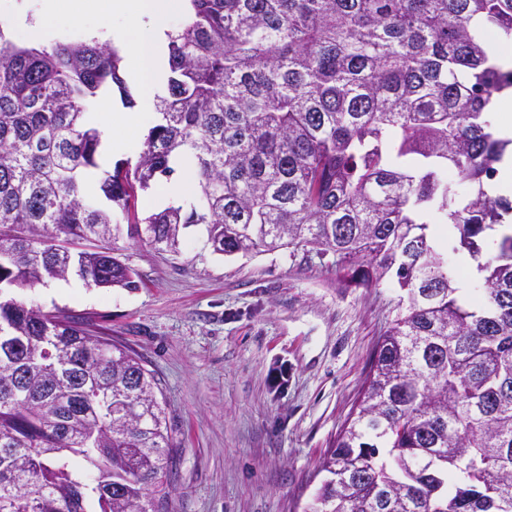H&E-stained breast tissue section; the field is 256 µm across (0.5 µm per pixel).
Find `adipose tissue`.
<instances>
[{
    "mask_svg": "<svg viewBox=\"0 0 512 512\" xmlns=\"http://www.w3.org/2000/svg\"><path fill=\"white\" fill-rule=\"evenodd\" d=\"M114 41L123 45L132 60L129 71L134 81L140 109H148L162 81L167 64V38L162 26L147 30L113 32Z\"/></svg>",
    "mask_w": 512,
    "mask_h": 512,
    "instance_id": "ef3b65f1",
    "label": "adipose tissue"
}]
</instances>
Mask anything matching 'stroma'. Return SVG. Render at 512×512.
<instances>
[{"label":"stroma","instance_id":"stroma-1","mask_svg":"<svg viewBox=\"0 0 512 512\" xmlns=\"http://www.w3.org/2000/svg\"><path fill=\"white\" fill-rule=\"evenodd\" d=\"M0 14L19 45L129 24L104 0L76 11L12 0ZM112 253L136 270V288H90L72 275L16 296L80 317L154 373L175 448L165 512H304L401 289L349 286L332 257L309 248L225 257L200 225L176 254L125 233Z\"/></svg>","mask_w":512,"mask_h":512}]
</instances>
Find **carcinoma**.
<instances>
[{
  "label": "carcinoma",
  "instance_id": "1",
  "mask_svg": "<svg viewBox=\"0 0 512 512\" xmlns=\"http://www.w3.org/2000/svg\"><path fill=\"white\" fill-rule=\"evenodd\" d=\"M0 17V512H149L173 448L134 353L17 288L74 274L137 287L112 240L312 246L348 284L406 291L306 512H512V200L486 186L512 139L489 105L512 68V0H188L136 161L101 167L89 109L134 100L97 37L16 47ZM189 160L198 189L139 219L137 191ZM97 175V195L86 182ZM476 262L462 295L434 225ZM92 240L94 251L65 243ZM95 472L86 482L72 465Z\"/></svg>",
  "mask_w": 512,
  "mask_h": 512
}]
</instances>
